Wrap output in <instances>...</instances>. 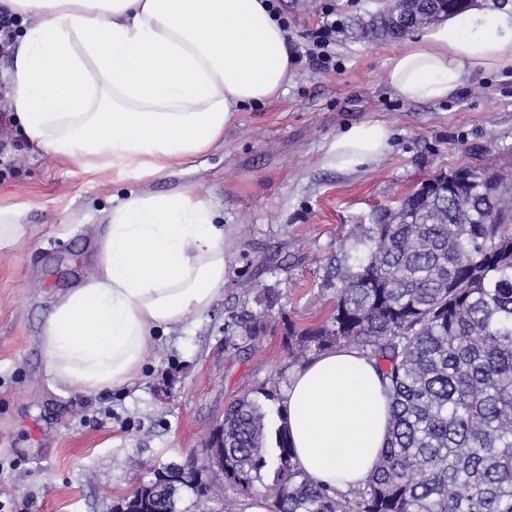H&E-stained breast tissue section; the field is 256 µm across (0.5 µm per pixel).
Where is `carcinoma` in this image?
Returning a JSON list of instances; mask_svg holds the SVG:
<instances>
[{
    "instance_id": "cac0c4a2",
    "label": "carcinoma",
    "mask_w": 512,
    "mask_h": 512,
    "mask_svg": "<svg viewBox=\"0 0 512 512\" xmlns=\"http://www.w3.org/2000/svg\"><path fill=\"white\" fill-rule=\"evenodd\" d=\"M465 11L459 0H401L362 34L399 40ZM466 182L409 193L357 225L327 267L336 288L321 323L290 322L291 354L356 348L388 389L385 448L359 487L341 492L298 466L279 384L263 383L224 408V483L249 496L260 483L270 512H512V179L491 195L485 167ZM239 352L267 332L265 316L240 318ZM194 464L152 469L153 479L114 512H177L179 495L205 497ZM271 482H264L265 477Z\"/></svg>"
}]
</instances>
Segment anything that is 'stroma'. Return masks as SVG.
<instances>
[{"instance_id": "1", "label": "stroma", "mask_w": 512, "mask_h": 512, "mask_svg": "<svg viewBox=\"0 0 512 512\" xmlns=\"http://www.w3.org/2000/svg\"><path fill=\"white\" fill-rule=\"evenodd\" d=\"M384 2L273 0L293 47L335 22L327 66L294 63L284 93L242 107L222 146L155 180L124 182L209 196L233 230L231 257L213 308L153 337L139 376L97 395L52 389L39 332L57 298L96 269L112 176L30 148L0 96V204L29 207L26 238L0 251V512H112L148 480L146 465L202 455L228 403L264 382L288 385L304 367L285 349V329L329 314L326 264L357 225L435 174L512 158V73L468 79L448 100H401L385 66L398 43L358 27ZM370 120L393 130L384 156L326 165L336 134ZM245 311L267 313L266 336L252 351L225 350Z\"/></svg>"}]
</instances>
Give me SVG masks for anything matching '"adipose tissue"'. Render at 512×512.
Returning <instances> with one entry per match:
<instances>
[{"instance_id": "ef3b65f1", "label": "adipose tissue", "mask_w": 512, "mask_h": 512, "mask_svg": "<svg viewBox=\"0 0 512 512\" xmlns=\"http://www.w3.org/2000/svg\"><path fill=\"white\" fill-rule=\"evenodd\" d=\"M31 19L7 69L14 121L29 145L81 159L86 173L149 180L224 142L241 107L288 83V32L267 0H0ZM512 72V10L450 16L387 61L409 102L455 97L467 79ZM391 128L353 124L329 145L330 164L369 165ZM211 199L183 188L113 197L96 271L63 295L41 327L46 370L62 390L92 394L140 372L147 342L224 294L230 233ZM299 467L346 492L385 445L388 400L363 352L321 353L285 393Z\"/></svg>"}]
</instances>
